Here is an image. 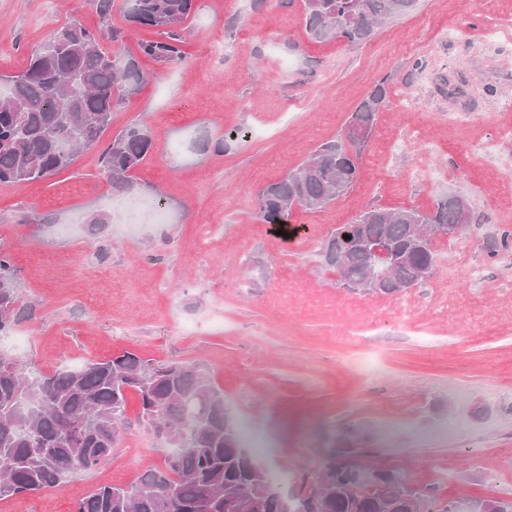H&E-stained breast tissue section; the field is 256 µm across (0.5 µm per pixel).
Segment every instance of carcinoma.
Returning <instances> with one entry per match:
<instances>
[{"instance_id":"obj_1","label":"carcinoma","mask_w":512,"mask_h":512,"mask_svg":"<svg viewBox=\"0 0 512 512\" xmlns=\"http://www.w3.org/2000/svg\"><path fill=\"white\" fill-rule=\"evenodd\" d=\"M305 30L315 41L368 39L374 28L415 7V0H303ZM195 0H124L127 20L158 30L142 40L141 55L176 65L184 58V29ZM126 32L109 25L89 29L76 19L53 30L26 67L0 76V184L48 178L71 167L80 150L99 146L112 110L140 91L144 76L125 50ZM386 97L380 83L353 113L348 133L324 143L282 178L257 194L269 224L287 225L294 207L318 210L336 200V187L350 188L358 158L370 140ZM156 136L132 123L101 147L100 162L112 190L135 188L132 172L151 154ZM475 220L471 204L439 197L428 212L373 206L352 223L330 231L321 243L323 262L337 285L379 294H400L426 281L436 254L431 234L465 233ZM350 238H345V235ZM391 261L375 266L372 247ZM489 262L512 251V226L503 224L481 240ZM35 318L23 300L18 270L0 250V336ZM139 397V414H126L127 392ZM144 426L164 451L162 467L128 487L101 486L75 500L74 512H462L463 502L432 489L409 486L397 467L371 468L359 461L368 446L353 429L323 438L320 463L288 481L277 464L265 462L243 442L224 391L201 369L155 364L125 351L75 369L26 373L0 356V500L63 487L112 457L132 431Z\"/></svg>"}]
</instances>
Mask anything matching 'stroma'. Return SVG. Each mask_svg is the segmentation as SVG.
I'll list each match as a JSON object with an SVG mask.
<instances>
[{"label": "stroma", "mask_w": 512, "mask_h": 512, "mask_svg": "<svg viewBox=\"0 0 512 512\" xmlns=\"http://www.w3.org/2000/svg\"><path fill=\"white\" fill-rule=\"evenodd\" d=\"M91 0H0V74L25 68ZM178 65L141 59L146 81L112 114L155 148L129 194L98 149L47 179L0 184V248L37 308L7 354L20 370L131 351L205 370L263 455L315 468L324 433L366 430L373 467L466 501L512 495V255L488 265L476 231L440 241L432 276L399 295L350 292L320 243L367 208L431 210L469 197L485 227L512 225V0H418L369 39L317 42L301 0H196ZM389 93L332 204L295 210L283 246L258 191L336 139L378 84ZM457 85L461 94L448 93ZM242 140L224 145L225 130ZM164 202L170 224L134 214ZM108 215L103 233L87 230ZM119 446L107 476L0 501V512H72L80 495L140 476Z\"/></svg>", "instance_id": "obj_1"}]
</instances>
